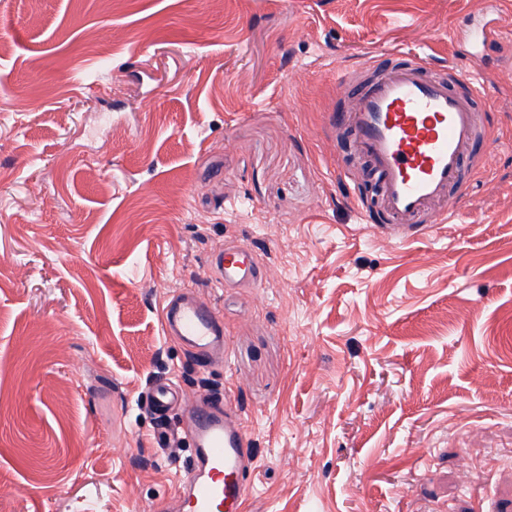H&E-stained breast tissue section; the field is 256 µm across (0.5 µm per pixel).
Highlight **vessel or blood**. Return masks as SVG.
I'll use <instances>...</instances> for the list:
<instances>
[{"label":"vessel or blood","instance_id":"1","mask_svg":"<svg viewBox=\"0 0 512 512\" xmlns=\"http://www.w3.org/2000/svg\"><path fill=\"white\" fill-rule=\"evenodd\" d=\"M336 85L351 103L329 112L326 122L345 128L367 159L391 232L400 242L430 233L432 206L464 194L468 150L486 138L474 73L452 66L447 75H437L426 57L398 52L387 66L375 58L337 70ZM216 270L227 288H253L268 276L253 251L240 244L225 246ZM160 323L163 337L177 340L198 362L224 349L222 316L192 292L167 295ZM180 399L168 382L152 388L157 410ZM186 431L193 453L167 512H243L252 470L239 412L221 401L193 405Z\"/></svg>","mask_w":512,"mask_h":512}]
</instances>
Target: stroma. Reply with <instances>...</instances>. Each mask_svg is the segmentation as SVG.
<instances>
[{
	"instance_id": "1",
	"label": "stroma",
	"mask_w": 512,
	"mask_h": 512,
	"mask_svg": "<svg viewBox=\"0 0 512 512\" xmlns=\"http://www.w3.org/2000/svg\"><path fill=\"white\" fill-rule=\"evenodd\" d=\"M486 22L512 45V0H0L5 512H159L192 455L159 379L239 408L244 512H512V69L451 219L401 246L325 124L337 66L464 67ZM228 242L261 287L222 288ZM186 287L215 366L161 334ZM178 401L184 402V399L168 382L159 381L154 384L151 393V402L157 410H166Z\"/></svg>"
}]
</instances>
